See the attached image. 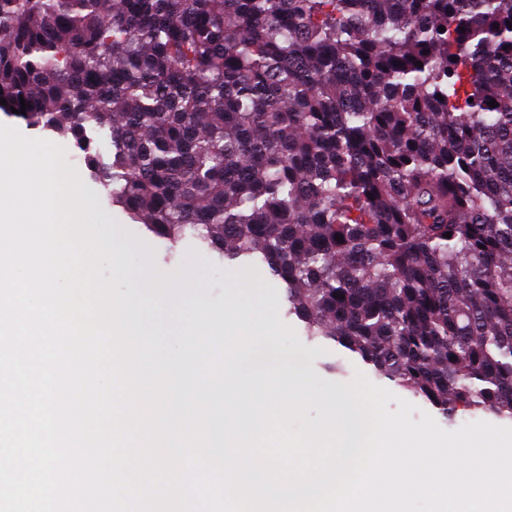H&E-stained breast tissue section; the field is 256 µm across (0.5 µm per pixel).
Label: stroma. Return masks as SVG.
Returning a JSON list of instances; mask_svg holds the SVG:
<instances>
[{"instance_id":"35a3bbf8","label":"stroma","mask_w":512,"mask_h":512,"mask_svg":"<svg viewBox=\"0 0 512 512\" xmlns=\"http://www.w3.org/2000/svg\"><path fill=\"white\" fill-rule=\"evenodd\" d=\"M66 161L85 183V193L94 199L92 218L103 233L126 245L119 270L103 268V280L119 278L117 291L128 295L133 279H140L139 293L146 305L150 321L182 327L190 326L194 312L182 307L169 311L156 297L155 291L164 282H176L183 287L200 291L203 302L215 323H222L224 312L232 303H240L246 313L239 321L247 331L258 332L267 323L284 319L285 303L281 288L271 281L259 267L241 268L224 263L217 253L200 249L192 238H184L177 245L144 233L140 225L107 204L104 189L91 181L81 152L71 143H64ZM150 267L149 278H141L143 267ZM277 347L297 357L304 365L311 386L325 394L346 393V378L354 377L362 369L361 361L343 359L340 350L309 341L306 336L277 340Z\"/></svg>"}]
</instances>
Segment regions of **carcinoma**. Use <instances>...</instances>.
<instances>
[{"label": "carcinoma", "instance_id": "1", "mask_svg": "<svg viewBox=\"0 0 512 512\" xmlns=\"http://www.w3.org/2000/svg\"><path fill=\"white\" fill-rule=\"evenodd\" d=\"M510 22L512 0H0V112L71 138L157 236L263 265L308 335L446 417L512 418Z\"/></svg>", "mask_w": 512, "mask_h": 512}]
</instances>
